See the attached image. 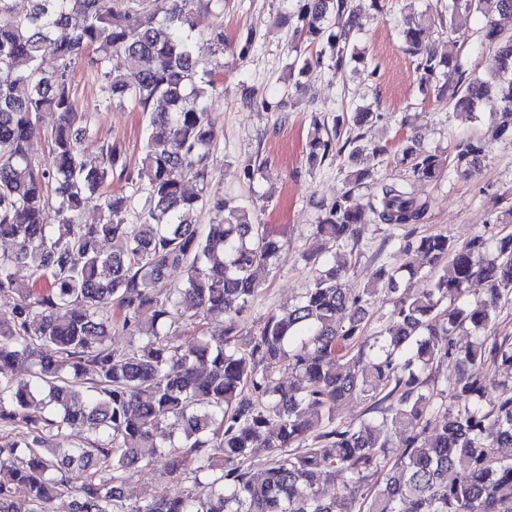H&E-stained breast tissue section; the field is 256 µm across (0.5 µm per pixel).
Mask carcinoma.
<instances>
[{
    "label": "carcinoma",
    "mask_w": 512,
    "mask_h": 512,
    "mask_svg": "<svg viewBox=\"0 0 512 512\" xmlns=\"http://www.w3.org/2000/svg\"><path fill=\"white\" fill-rule=\"evenodd\" d=\"M0 0V239L15 249L0 254V512H50L61 496L72 512H512V337L499 336L500 308L512 304V234L476 237L458 245L444 233L403 245L431 269L429 285L410 294L421 267L379 268L376 283L354 295L344 287L347 266L326 257L288 315H269L246 334L239 321L260 284L254 270L277 258L282 240L254 223L233 199L206 192L217 133L208 118L218 88L209 58L224 51L217 28L197 37L195 12L222 0ZM294 35L320 47L336 70L358 58L354 0H286ZM481 13L483 43L491 50L493 91L506 116L500 135L512 136V33L493 16L512 13V0H448L447 13ZM431 17L409 13L403 36L417 54ZM103 67L104 103L131 102L149 114L136 166L122 146L104 142L90 158L92 137L79 111L71 68L85 54ZM56 67L45 71L44 58ZM463 74L452 52L419 63ZM57 122L41 130L42 113ZM374 113L356 108L336 115L327 138L308 143L319 166L336 150L343 128ZM43 135L45 161L32 149ZM400 164L420 181L436 179L445 160L403 141ZM130 191L114 192L113 180ZM201 185L185 189L188 180ZM99 202L96 224L81 222L84 203ZM206 210L210 223L193 221ZM427 204L409 184L380 183L373 219L417 224ZM364 214L350 192L325 208L316 234L335 243L355 236ZM104 240H119L112 253ZM17 266L33 278L20 282ZM182 267L181 285L166 288V273ZM397 295L385 325L362 338L376 284ZM194 331L185 346L174 339L173 311ZM224 315V327L205 320ZM346 320H337V314ZM469 327L463 349L453 336ZM133 345L112 347V337ZM288 360L295 378L274 373ZM448 361L453 386L420 379ZM27 364L26 373L18 367ZM509 374L488 398L484 367ZM358 397L379 418H336L333 405ZM452 399L446 404V399ZM442 414V425L430 418ZM67 430L92 435L61 450ZM405 436L388 464L389 438ZM303 454L269 462L258 478L240 462L256 448H293ZM157 455L169 458L176 488L127 502L124 486ZM378 474L366 498L361 483ZM334 482L326 497L321 486ZM202 486L205 492H196ZM23 487L27 496L19 498Z\"/></svg>",
    "instance_id": "cac0c4a2"
}]
</instances>
